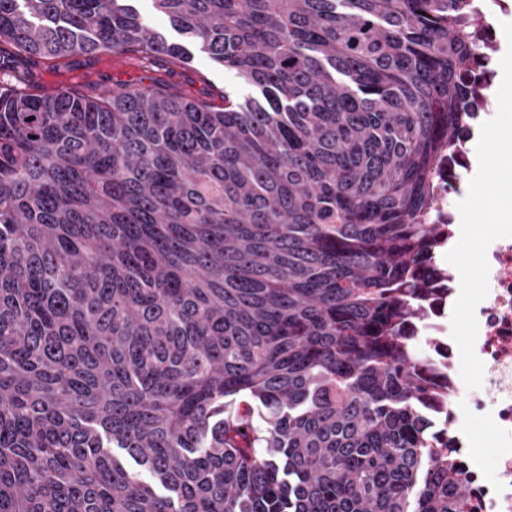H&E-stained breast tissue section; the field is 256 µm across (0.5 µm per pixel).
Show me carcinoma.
Wrapping results in <instances>:
<instances>
[{
  "mask_svg": "<svg viewBox=\"0 0 512 512\" xmlns=\"http://www.w3.org/2000/svg\"><path fill=\"white\" fill-rule=\"evenodd\" d=\"M133 0L26 58L184 59ZM258 89L0 87V512H462L406 332L476 0H152Z\"/></svg>",
  "mask_w": 512,
  "mask_h": 512,
  "instance_id": "cac0c4a2",
  "label": "carcinoma"
}]
</instances>
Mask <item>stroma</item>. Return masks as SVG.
<instances>
[{
    "label": "stroma",
    "instance_id": "stroma-1",
    "mask_svg": "<svg viewBox=\"0 0 512 512\" xmlns=\"http://www.w3.org/2000/svg\"><path fill=\"white\" fill-rule=\"evenodd\" d=\"M163 85L168 94L187 100L222 104L224 95L244 98L252 89L233 72L216 65L201 52L181 63L165 55L145 60L131 53L75 56L59 67L48 61L20 60L10 50L0 51V86L31 92L56 93L75 89L100 96L115 84Z\"/></svg>",
    "mask_w": 512,
    "mask_h": 512
}]
</instances>
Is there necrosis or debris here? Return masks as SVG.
Wrapping results in <instances>:
<instances>
[{"mask_svg": "<svg viewBox=\"0 0 512 512\" xmlns=\"http://www.w3.org/2000/svg\"><path fill=\"white\" fill-rule=\"evenodd\" d=\"M495 4L492 11L478 9L483 45L468 75L469 123L451 165L438 180L436 209L424 217L425 223L440 225L441 233L431 249L430 274L422 290L425 316L412 325L424 369L436 384L448 387L447 404L433 413L435 435L437 443L456 450L469 486L464 512H512V237L494 241L487 252L489 292L475 308V353L484 365V380L480 391L468 395L459 385L461 359L450 323L460 276L445 259L456 240V199L478 167L471 143L498 108L492 87L499 75L502 25L512 22V0H495ZM472 417L492 428L494 469L489 474L467 453L465 428Z\"/></svg>", "mask_w": 512, "mask_h": 512, "instance_id": "necrosis-or-debris-1", "label": "necrosis or debris"}]
</instances>
